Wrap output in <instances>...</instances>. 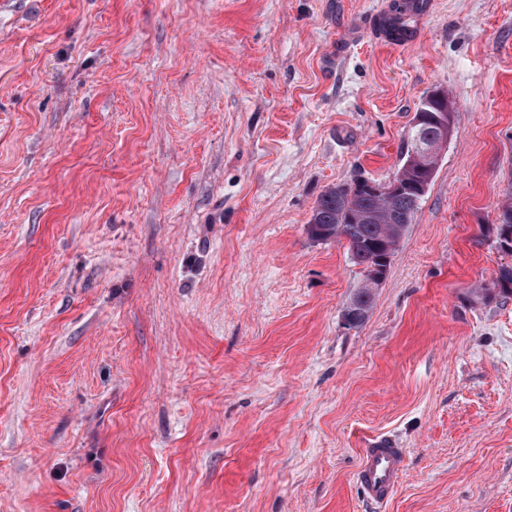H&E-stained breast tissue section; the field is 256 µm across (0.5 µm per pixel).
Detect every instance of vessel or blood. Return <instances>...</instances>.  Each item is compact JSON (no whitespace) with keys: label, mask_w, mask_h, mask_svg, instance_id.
Masks as SVG:
<instances>
[{"label":"vessel or blood","mask_w":512,"mask_h":512,"mask_svg":"<svg viewBox=\"0 0 512 512\" xmlns=\"http://www.w3.org/2000/svg\"><path fill=\"white\" fill-rule=\"evenodd\" d=\"M405 467V449L390 443L371 442L365 447L354 479L370 502L382 504L392 496Z\"/></svg>","instance_id":"1"}]
</instances>
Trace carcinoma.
<instances>
[{
	"label": "carcinoma",
	"mask_w": 512,
	"mask_h": 512,
	"mask_svg": "<svg viewBox=\"0 0 512 512\" xmlns=\"http://www.w3.org/2000/svg\"><path fill=\"white\" fill-rule=\"evenodd\" d=\"M419 111L426 113L423 126H414L409 133L407 155L396 174L403 191L392 198L354 189L359 180L329 187L320 195L309 223L318 229L317 241L347 244L351 261L367 268L378 264L384 251L398 245V224H410L427 193L431 180L410 164V152L438 141L441 119L448 111V95L431 94L421 101ZM493 287L512 293V265L499 268Z\"/></svg>",
	"instance_id": "carcinoma-1"
}]
</instances>
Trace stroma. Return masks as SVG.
Instances as JSON below:
<instances>
[{
	"label": "stroma",
	"instance_id": "1",
	"mask_svg": "<svg viewBox=\"0 0 512 512\" xmlns=\"http://www.w3.org/2000/svg\"><path fill=\"white\" fill-rule=\"evenodd\" d=\"M0 7V512H512V0ZM454 132L367 318L320 194ZM490 287L479 295L475 286ZM407 466L373 508L371 437Z\"/></svg>",
	"mask_w": 512,
	"mask_h": 512
}]
</instances>
